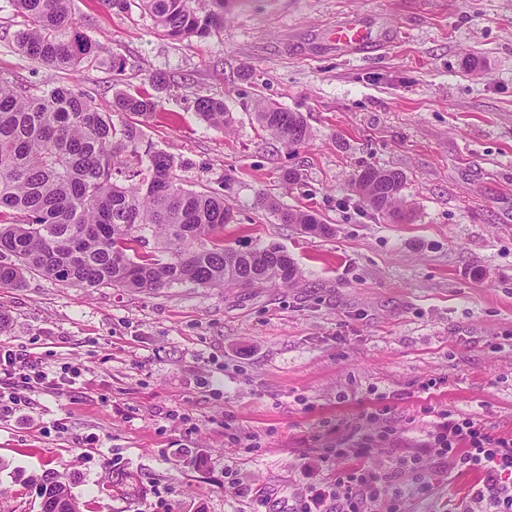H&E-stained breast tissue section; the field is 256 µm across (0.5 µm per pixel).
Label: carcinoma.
Returning a JSON list of instances; mask_svg holds the SVG:
<instances>
[{
	"label": "carcinoma",
	"instance_id": "cac0c4a2",
	"mask_svg": "<svg viewBox=\"0 0 512 512\" xmlns=\"http://www.w3.org/2000/svg\"><path fill=\"white\" fill-rule=\"evenodd\" d=\"M25 17L20 51L54 70L98 59L100 46L81 30L71 0H12ZM227 0H139L156 26L173 39L207 36L224 24ZM157 97L118 90L112 111L100 112L69 88L40 91L0 81V285L21 286L36 272L65 285L151 291L173 284L200 288L288 286L298 268L279 247H224L233 214L224 198L184 187L181 164L151 146L123 114L152 117ZM256 122L286 148L309 138L303 115L263 98L251 101ZM197 111L222 129L232 123L224 100L202 97ZM404 176L367 167L351 189L369 209L402 219ZM282 224L306 234L331 233L310 210L260 198ZM161 258L139 252L149 241ZM41 512H81L72 482L48 471L39 479Z\"/></svg>",
	"mask_w": 512,
	"mask_h": 512
}]
</instances>
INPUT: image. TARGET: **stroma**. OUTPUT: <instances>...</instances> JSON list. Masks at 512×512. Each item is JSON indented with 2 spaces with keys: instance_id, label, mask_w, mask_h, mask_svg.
<instances>
[{
  "instance_id": "obj_1",
  "label": "stroma",
  "mask_w": 512,
  "mask_h": 512,
  "mask_svg": "<svg viewBox=\"0 0 512 512\" xmlns=\"http://www.w3.org/2000/svg\"><path fill=\"white\" fill-rule=\"evenodd\" d=\"M71 8L98 61L29 58L0 0V80L63 85L108 111L115 90L164 74L155 115L129 118L144 144L180 162L185 187L223 196L225 245L282 246L299 276L130 292L31 273L0 287V349L67 379L5 386L0 512H39L46 471L74 476L83 512H294L336 475L322 450L371 411L386 425L377 464L443 413L512 435V0H229L223 27L181 40L136 5ZM346 20L369 32L364 48L333 40ZM202 96L224 99L231 130L201 120ZM257 96L302 113L308 140L271 139ZM369 166L403 174L412 221L350 191ZM263 194L332 234L280 223ZM426 468L431 489L400 512H459L481 478L434 456Z\"/></svg>"
}]
</instances>
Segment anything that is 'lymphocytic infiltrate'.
<instances>
[{"mask_svg": "<svg viewBox=\"0 0 512 512\" xmlns=\"http://www.w3.org/2000/svg\"><path fill=\"white\" fill-rule=\"evenodd\" d=\"M370 444V436L363 435L331 449V456L344 464L330 490L336 512H373L376 500L388 493L394 501H401L403 472L420 470L424 457L431 453L481 470L483 478L471 496L481 504L482 512H512V484L502 481L503 475H512L511 437H491L473 420L445 414L424 439L400 449L402 467L397 471L365 464Z\"/></svg>", "mask_w": 512, "mask_h": 512, "instance_id": "1", "label": "lymphocytic infiltrate"}]
</instances>
